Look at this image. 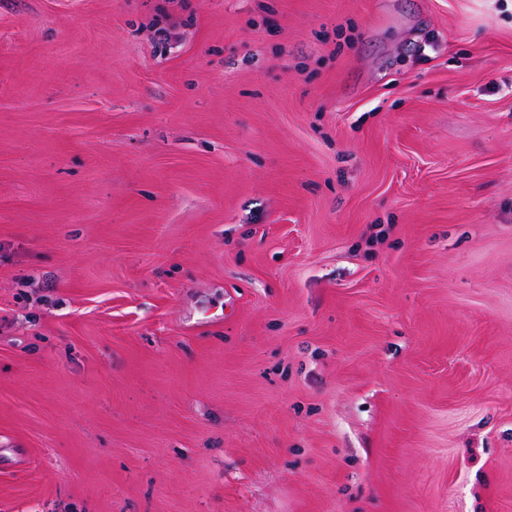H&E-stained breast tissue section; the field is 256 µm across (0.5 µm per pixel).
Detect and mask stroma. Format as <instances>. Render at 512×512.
<instances>
[{
	"label": "stroma",
	"mask_w": 512,
	"mask_h": 512,
	"mask_svg": "<svg viewBox=\"0 0 512 512\" xmlns=\"http://www.w3.org/2000/svg\"><path fill=\"white\" fill-rule=\"evenodd\" d=\"M0 512H512V0H0Z\"/></svg>",
	"instance_id": "obj_1"
}]
</instances>
